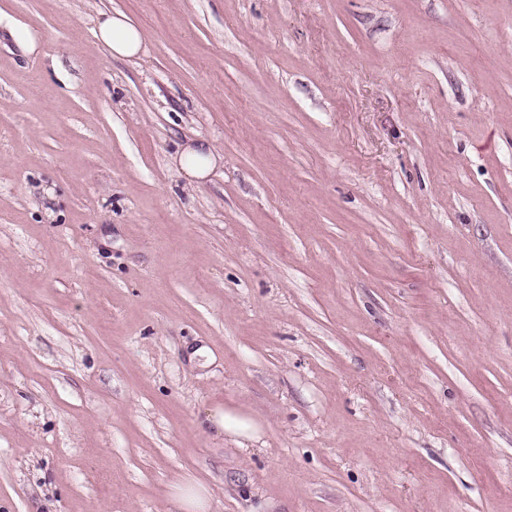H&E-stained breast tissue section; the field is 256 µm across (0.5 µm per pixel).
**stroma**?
<instances>
[{"label": "stroma", "instance_id": "1", "mask_svg": "<svg viewBox=\"0 0 512 512\" xmlns=\"http://www.w3.org/2000/svg\"><path fill=\"white\" fill-rule=\"evenodd\" d=\"M187 472L215 512H512V0H0V512ZM94 35L113 58L133 59L144 54L142 30L139 24L123 11L102 13ZM171 165L188 185L205 182L224 158L205 140H194L179 146L170 156ZM201 425L215 430L218 434H232L244 439L254 440L258 437L260 428L257 423L234 409L215 406L207 410L201 420Z\"/></svg>", "mask_w": 512, "mask_h": 512}]
</instances>
